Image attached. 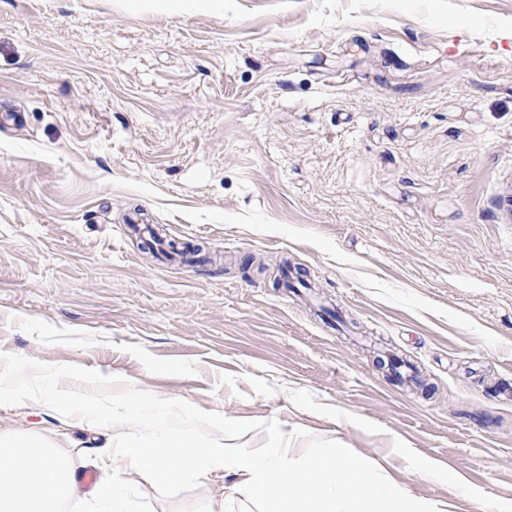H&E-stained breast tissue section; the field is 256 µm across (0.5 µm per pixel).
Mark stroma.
<instances>
[{"label": "stroma", "mask_w": 512, "mask_h": 512, "mask_svg": "<svg viewBox=\"0 0 512 512\" xmlns=\"http://www.w3.org/2000/svg\"><path fill=\"white\" fill-rule=\"evenodd\" d=\"M0 352L512 512V0H0Z\"/></svg>", "instance_id": "obj_1"}]
</instances>
